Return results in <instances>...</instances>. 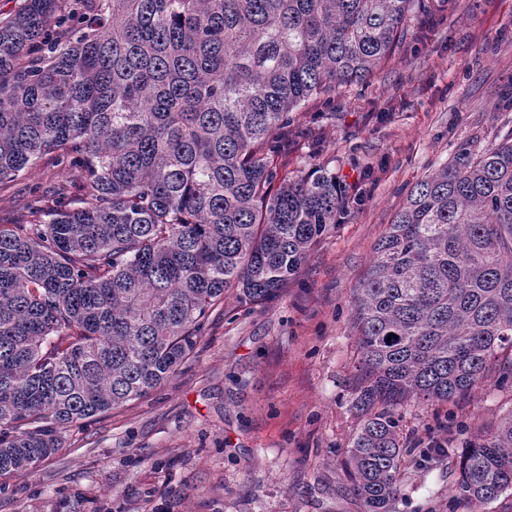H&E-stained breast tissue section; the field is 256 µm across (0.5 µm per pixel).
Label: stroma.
Returning <instances> with one entry per match:
<instances>
[{
    "instance_id": "35a3bbf8",
    "label": "stroma",
    "mask_w": 512,
    "mask_h": 512,
    "mask_svg": "<svg viewBox=\"0 0 512 512\" xmlns=\"http://www.w3.org/2000/svg\"><path fill=\"white\" fill-rule=\"evenodd\" d=\"M367 85L294 113L273 158L280 177L336 174L346 205L280 297L227 295L190 359L148 396L68 427L23 477L0 478V512H365L344 477L359 424L353 290L378 239L426 173L458 145L512 123V0H458L414 23ZM63 168L39 163L0 185V224ZM512 412V384L458 403L405 404L411 445L459 449ZM454 456L403 461L398 512H512V492L452 506Z\"/></svg>"
}]
</instances>
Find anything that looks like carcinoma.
Segmentation results:
<instances>
[{
	"mask_svg": "<svg viewBox=\"0 0 512 512\" xmlns=\"http://www.w3.org/2000/svg\"><path fill=\"white\" fill-rule=\"evenodd\" d=\"M432 0H21L0 18V184L71 174L0 225V475L149 395L234 289L277 296L336 223V175L277 181L290 113L371 79ZM409 191L353 307L347 475L397 512L396 408L512 378V127ZM459 503L512 491V412L458 455Z\"/></svg>",
	"mask_w": 512,
	"mask_h": 512,
	"instance_id": "1",
	"label": "carcinoma"
}]
</instances>
